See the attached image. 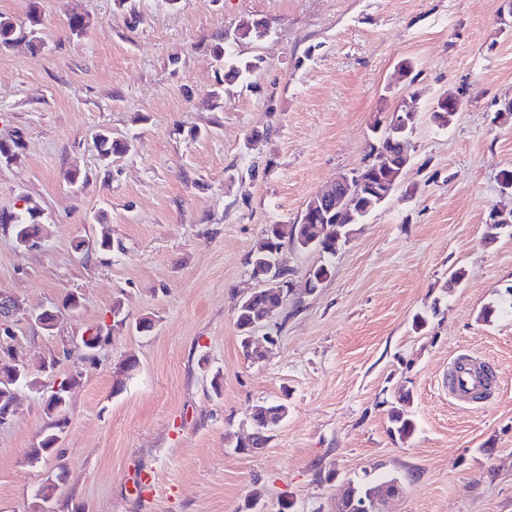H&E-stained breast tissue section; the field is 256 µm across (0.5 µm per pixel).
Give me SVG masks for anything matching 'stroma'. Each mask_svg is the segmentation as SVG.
I'll return each mask as SVG.
<instances>
[{
  "label": "stroma",
  "mask_w": 512,
  "mask_h": 512,
  "mask_svg": "<svg viewBox=\"0 0 512 512\" xmlns=\"http://www.w3.org/2000/svg\"><path fill=\"white\" fill-rule=\"evenodd\" d=\"M38 2L41 48L0 47V141H23L0 165V208L30 198L45 229L24 247L0 228V294L21 306L19 359L57 360L44 386L76 382L57 449L35 464L54 424L41 390L18 391L0 425V512H333L350 482L388 478L403 490L385 512H512V225L484 239L491 209L512 211L503 0ZM74 10L90 20L78 36ZM252 20L265 35L235 41ZM219 45L257 62L246 84L225 82ZM445 93L461 106L441 127L431 107ZM410 96L399 187L314 293L319 253L283 247L292 291L255 331L277 343L246 358L236 308L263 286L250 257L266 228L363 165L373 113ZM101 130L127 145L107 164ZM104 228L106 253L92 248ZM69 293L78 311L49 331L31 321ZM99 324L110 337L91 363L74 342ZM463 357L494 377L480 402L448 386ZM403 392L416 430L402 440L389 413ZM273 401L287 418L264 447H240L254 406Z\"/></svg>",
  "instance_id": "1"
}]
</instances>
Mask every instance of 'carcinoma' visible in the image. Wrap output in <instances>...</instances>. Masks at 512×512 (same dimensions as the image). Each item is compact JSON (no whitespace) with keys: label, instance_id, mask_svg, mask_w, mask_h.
Instances as JSON below:
<instances>
[{"label":"carcinoma","instance_id":"carcinoma-1","mask_svg":"<svg viewBox=\"0 0 512 512\" xmlns=\"http://www.w3.org/2000/svg\"><path fill=\"white\" fill-rule=\"evenodd\" d=\"M29 26L27 32L30 34L28 43L33 48L41 46L39 27L41 26V15L36 5H30L28 13ZM22 30L8 18L0 16V46L10 45L19 40ZM257 68L253 62L230 61L224 70V79L229 83L246 79ZM96 142L100 160L109 163L111 158L124 150V145L112 140L108 133L96 135ZM385 190L383 184H378V190L373 195L364 199L362 210L364 213L358 215L357 223H363L375 210L381 206L379 197L381 191ZM42 210L38 203L26 200L21 208H10L0 210V227L9 229L19 244H26L33 238L39 236L42 231L40 219ZM319 224H272L266 229L264 237L254 249L250 265L252 275L256 278H275L278 287L261 288L253 295L240 300L236 308V324L240 332V344L243 352L249 358L255 357L257 352L252 349L250 343L251 326L259 323V320L269 312L277 311L287 301L289 282L285 281L288 269L280 266V254L285 243L289 242L297 247L317 235ZM48 363L41 362L38 369H33L30 364H23L24 373L21 377L13 376L12 366L0 360V401H9L13 397V390L26 386L35 388L39 384L37 372L46 370ZM411 396L404 393L399 396L398 401L392 406L389 413L391 423L390 433L396 434L401 439L410 437L416 429L414 420L411 418L407 406L410 405ZM283 416H288V405L283 402H270L257 406L252 412L254 430L259 433L255 447L262 448L266 444L267 423Z\"/></svg>","mask_w":512,"mask_h":512}]
</instances>
